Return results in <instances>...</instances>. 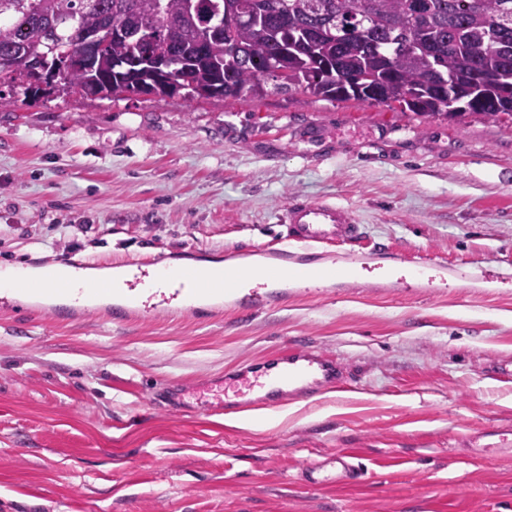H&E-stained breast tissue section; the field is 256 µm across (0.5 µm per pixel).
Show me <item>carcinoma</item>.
I'll use <instances>...</instances> for the list:
<instances>
[{
	"mask_svg": "<svg viewBox=\"0 0 512 512\" xmlns=\"http://www.w3.org/2000/svg\"><path fill=\"white\" fill-rule=\"evenodd\" d=\"M241 21L224 29V14ZM121 24L61 92L264 97L302 90L433 118L512 124V0H0V74L28 96L89 33ZM152 31L137 47L132 40ZM164 56L177 86L154 65Z\"/></svg>",
	"mask_w": 512,
	"mask_h": 512,
	"instance_id": "1",
	"label": "carcinoma"
}]
</instances>
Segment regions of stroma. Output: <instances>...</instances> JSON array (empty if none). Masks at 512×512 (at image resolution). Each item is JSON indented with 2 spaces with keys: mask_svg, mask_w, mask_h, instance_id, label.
<instances>
[{
  "mask_svg": "<svg viewBox=\"0 0 512 512\" xmlns=\"http://www.w3.org/2000/svg\"><path fill=\"white\" fill-rule=\"evenodd\" d=\"M0 262L84 268L246 260L300 196L352 207L365 236L315 263L445 265L444 288L370 278L297 288L241 316L109 301L56 320L0 303V512H512V126L421 118L296 90L263 99H109L0 88ZM340 358L345 393L250 417L164 410L162 384L220 376L288 345ZM339 449L359 484L309 485ZM507 435L512 436V429L510 427L497 425L483 428L481 436H478V439L491 438L492 442L477 444L475 441L474 444H472V447L475 448L473 454L480 456L487 448H508L512 446V438L509 441Z\"/></svg>",
  "mask_w": 512,
  "mask_h": 512,
  "instance_id": "stroma-1",
  "label": "stroma"
}]
</instances>
